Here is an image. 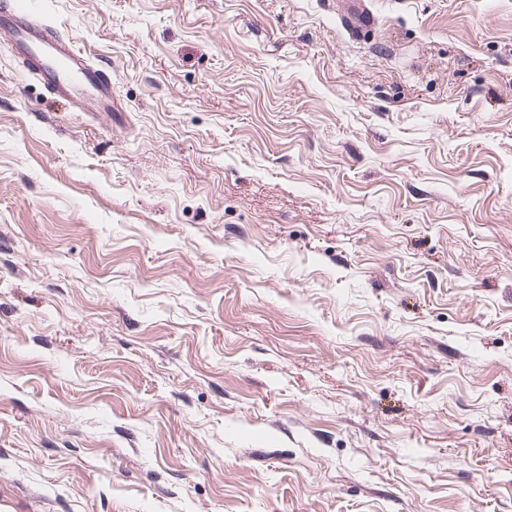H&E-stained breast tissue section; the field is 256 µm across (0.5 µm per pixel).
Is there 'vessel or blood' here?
Instances as JSON below:
<instances>
[{"instance_id":"b4317fda","label":"vessel or blood","mask_w":512,"mask_h":512,"mask_svg":"<svg viewBox=\"0 0 512 512\" xmlns=\"http://www.w3.org/2000/svg\"><path fill=\"white\" fill-rule=\"evenodd\" d=\"M14 24L0 30L11 39L26 68L44 81L46 91L64 100H81L86 111L112 109V79L71 37L39 21L28 0H0V16Z\"/></svg>"}]
</instances>
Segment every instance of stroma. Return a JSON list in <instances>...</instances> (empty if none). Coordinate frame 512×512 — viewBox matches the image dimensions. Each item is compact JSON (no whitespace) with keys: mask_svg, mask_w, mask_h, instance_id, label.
<instances>
[{"mask_svg":"<svg viewBox=\"0 0 512 512\" xmlns=\"http://www.w3.org/2000/svg\"><path fill=\"white\" fill-rule=\"evenodd\" d=\"M36 0L0 38V491L512 512V0ZM1 15L16 23L0 26V34L16 44L22 63L42 77L50 95L68 101L80 98L88 112L111 111L112 78L72 37L39 21L27 0L0 1Z\"/></svg>","mask_w":512,"mask_h":512,"instance_id":"stroma-1","label":"stroma"}]
</instances>
